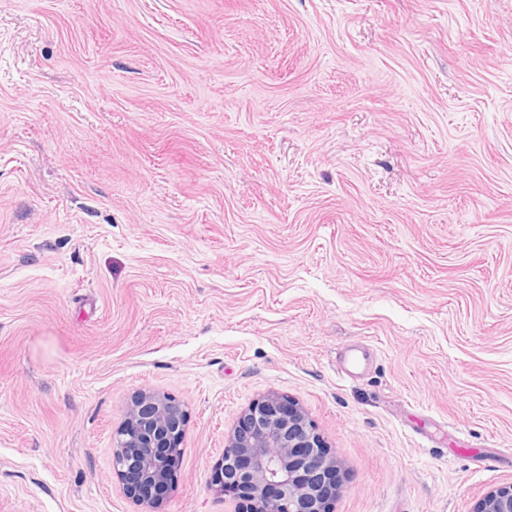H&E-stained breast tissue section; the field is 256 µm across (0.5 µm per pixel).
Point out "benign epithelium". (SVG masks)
<instances>
[{
    "label": "benign epithelium",
    "mask_w": 512,
    "mask_h": 512,
    "mask_svg": "<svg viewBox=\"0 0 512 512\" xmlns=\"http://www.w3.org/2000/svg\"><path fill=\"white\" fill-rule=\"evenodd\" d=\"M185 426L181 406L154 392L139 394L129 406L114 441L113 471L127 481L136 476L151 498L136 501L155 509L158 492L171 485L180 467ZM340 466L327 451L304 410L294 401L268 395L245 412L241 425L225 438L213 487L246 484L254 512H330L341 489ZM475 512H512V484L485 493Z\"/></svg>",
    "instance_id": "1"
}]
</instances>
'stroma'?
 <instances>
[{
  "label": "stroma",
  "mask_w": 512,
  "mask_h": 512,
  "mask_svg": "<svg viewBox=\"0 0 512 512\" xmlns=\"http://www.w3.org/2000/svg\"><path fill=\"white\" fill-rule=\"evenodd\" d=\"M143 391L186 414L160 512H237L269 393L332 512L512 484V0H0V512H142Z\"/></svg>",
  "instance_id": "1"
}]
</instances>
